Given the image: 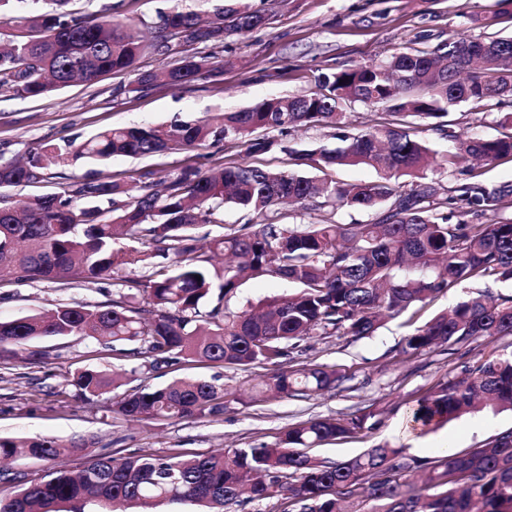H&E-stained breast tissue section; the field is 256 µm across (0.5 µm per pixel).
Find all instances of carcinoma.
Returning <instances> with one entry per match:
<instances>
[{"instance_id":"1","label":"carcinoma","mask_w":512,"mask_h":512,"mask_svg":"<svg viewBox=\"0 0 512 512\" xmlns=\"http://www.w3.org/2000/svg\"><path fill=\"white\" fill-rule=\"evenodd\" d=\"M13 0H0V16L15 34L0 46V87L23 98L52 95L75 82L129 71L145 53L175 57L163 73L167 85L185 89L217 77L224 60L198 51L217 48L232 33L265 23L246 5H224L204 22L193 11L158 17L148 41L127 32L112 14L85 15L53 0L43 13L7 15ZM315 88L283 100L266 99L239 112H224L166 126L112 127L64 146L44 145L27 161L0 162V185L29 186L47 171L78 160L144 157L165 151L224 144L246 156L273 147L299 164L323 171L365 166L377 179L364 183L316 180L299 170H275L248 161L202 171L183 167L164 188L130 186L110 179L69 182L61 191L35 195L22 212L0 205V279L20 271L29 280L95 284L131 262L169 260L144 280H129L103 304L59 303L45 314L0 320V353L35 340L95 337L102 345H129L155 371L182 361L248 366L270 374L261 392L286 397L317 395L339 387L344 375L321 366H287L289 350L319 333L363 337L380 319L395 317L435 293L476 278L512 280V184L490 185L480 166L512 159V131L498 137L463 138L448 120L468 102L487 110L512 96V37L450 34L442 44L420 36L375 64L330 68L314 76ZM379 108L360 125L345 107ZM434 119V130L454 143L441 169L464 178L452 188L428 175L436 152L410 132L412 120ZM302 127H329L334 148L298 149L288 138ZM412 181H405V178ZM339 211H376L367 224H280L276 206H301L316 198ZM122 199L118 207L104 209ZM231 204L265 216L260 224L224 235L214 249L232 263L219 270L188 234L194 224L224 223ZM122 236L153 246L136 256L115 249ZM281 278L295 291L266 300L254 313L227 302L246 279ZM146 295L131 302V291ZM217 303L199 320V305ZM512 336V297L485 295L459 302L406 335L398 348L411 355L438 344ZM118 385V378L85 369L72 386L85 400ZM484 406L512 410V352L492 353L457 376L437 382L418 400L414 420L436 427ZM112 411L142 420L186 419L224 412V386L187 378L171 385H139ZM377 413L324 417L287 427L273 444L232 448L222 454L94 455L88 442L55 437H0V459L23 454L40 460L77 458L74 469L0 473L14 484L0 498V512H85L88 504L206 503L232 512L246 502L282 498L299 512H512V430L465 452L416 457L387 443L341 462L310 449L372 430ZM424 484L412 480L416 472ZM367 510H362V507Z\"/></svg>"}]
</instances>
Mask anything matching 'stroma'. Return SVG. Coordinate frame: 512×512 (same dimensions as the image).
Listing matches in <instances>:
<instances>
[{
  "instance_id": "stroma-1",
  "label": "stroma",
  "mask_w": 512,
  "mask_h": 512,
  "mask_svg": "<svg viewBox=\"0 0 512 512\" xmlns=\"http://www.w3.org/2000/svg\"><path fill=\"white\" fill-rule=\"evenodd\" d=\"M265 11L269 21L244 33L226 37L216 56L224 60L222 76L199 82L189 90L156 86L148 94L134 92L137 75L172 65V58L149 54L134 69L108 75L92 84H77L41 99L0 92V160L11 161L41 145L63 144L87 138L116 126L166 125L193 120L207 113L235 112L272 97H293L314 87L315 75L327 68L369 64L406 46L419 35L432 41L449 32L483 37L493 32L512 33V24L492 29L478 27L493 16L497 0H246ZM222 0H73V8L87 13L111 11L114 19L133 25L150 36L159 13L174 9L212 15ZM512 113V100L501 109L478 112L464 105L450 115L458 134L465 137L499 136L501 112ZM236 150L215 145L194 151H172L160 156L114 157L101 162L80 161L63 168L35 187L0 188V199L21 204L33 194L57 192L62 177L91 174L129 184L151 182L170 171L191 165L202 169L237 161ZM336 215L344 224L374 220L371 210H343L309 201L306 208L282 207L283 224L319 223ZM259 215L228 205L220 224L195 225L199 245L209 246L245 224L260 223ZM150 268L132 263L115 269L99 285L84 287L64 281H0V319L35 314L67 303L96 305L109 298L112 286L124 279H139ZM507 298L512 281L468 280L429 297L399 317L386 321L376 333L362 338L314 336L300 343L290 356V367L323 365L345 376L342 385L310 398L258 395L269 369L214 363H180L152 375L139 373V361L101 349L87 337L78 341L44 338L33 347L38 359L18 360L0 355V436L26 439L51 436L69 442L91 441L98 453L138 456L148 453H209L275 443L288 425L318 417H345L359 409L377 412L379 423L371 431L315 448L316 456L332 461L349 459L367 448L388 443L407 454L431 457L449 450L478 447L512 429V411L485 409L454 419L431 430L413 420L417 401L438 380L455 375L463 366L492 352L512 346V338H476L455 345H438L416 355H402L398 345L453 303L481 292ZM127 371V387L162 386L186 377L218 379L226 393L224 412L190 419L136 421L110 412L111 394L91 402L75 399L70 380L79 370Z\"/></svg>"
}]
</instances>
